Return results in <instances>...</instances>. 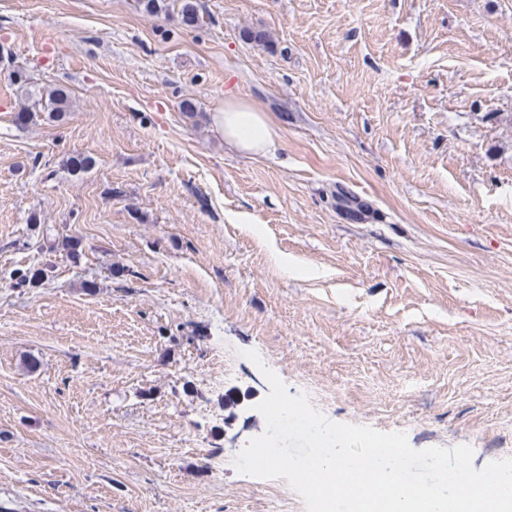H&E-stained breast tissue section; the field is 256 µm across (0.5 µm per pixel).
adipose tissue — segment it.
<instances>
[{
    "label": "adipose tissue",
    "mask_w": 512,
    "mask_h": 512,
    "mask_svg": "<svg viewBox=\"0 0 512 512\" xmlns=\"http://www.w3.org/2000/svg\"><path fill=\"white\" fill-rule=\"evenodd\" d=\"M212 123L225 144L240 154L263 155L277 147L278 134L267 115L243 98H226Z\"/></svg>",
    "instance_id": "obj_1"
}]
</instances>
